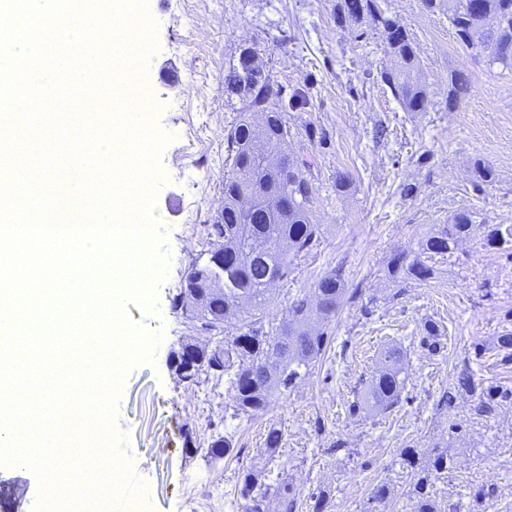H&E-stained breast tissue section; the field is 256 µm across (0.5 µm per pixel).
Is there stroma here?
<instances>
[{
    "mask_svg": "<svg viewBox=\"0 0 512 512\" xmlns=\"http://www.w3.org/2000/svg\"><path fill=\"white\" fill-rule=\"evenodd\" d=\"M388 14L411 33L427 89V109L408 112L380 77L391 57L369 20L338 22L339 0H144L156 26V50L141 60L151 91L147 114L167 134L165 176L155 209L167 230L170 261L156 286L159 313L125 301L132 322L162 331L154 363L124 375L117 428L145 490L140 512H242L238 475L258 466L263 483L292 484L297 512H363L372 488L390 484L384 512H414L410 478L397 461L413 447L421 465L437 453L448 472L433 479L438 512H512V360L498 338L512 334V258L482 246L487 224H512V72L457 40L447 14L421 0H385ZM256 48L287 114L290 152L314 163V220L321 245L272 289L271 319L285 320L300 291L340 266L347 288L374 297L371 312L342 300L331 343L311 375L253 418L228 419L227 389L179 382L171 352L192 330L173 307L196 258L219 240L210 226L224 211L229 170L227 132L244 104L224 95V72L243 47ZM469 92L449 102L455 76ZM197 165L176 168L178 157ZM492 167V183L475 187V162ZM349 186L334 192L337 173ZM474 228L452 257L438 261L427 283H394L386 263L415 248L432 225L458 212ZM439 330L440 351L422 345L426 323ZM404 354L405 386L386 411L350 415L355 389L369 380L380 353ZM476 389L442 406L461 370ZM497 394L493 416L476 410ZM281 429L278 454L263 455L269 428ZM227 432L234 451L212 462L207 448ZM38 480L28 469L0 467V512H37Z\"/></svg>",
    "mask_w": 512,
    "mask_h": 512,
    "instance_id": "obj_1",
    "label": "stroma"
}]
</instances>
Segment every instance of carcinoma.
<instances>
[{
  "mask_svg": "<svg viewBox=\"0 0 512 512\" xmlns=\"http://www.w3.org/2000/svg\"><path fill=\"white\" fill-rule=\"evenodd\" d=\"M431 12H448L457 39L487 53L491 66L512 71V0H422ZM340 18L359 21L370 17L382 32L393 68L381 79L393 96L410 112L426 111L427 92L419 77V59L414 39L404 26L386 15L379 0H344ZM488 18L479 25L476 18ZM224 93L238 96L244 112L227 133L232 160L224 177V222L212 225L224 249V279L202 274L193 261L186 276L191 288L174 298V308L191 304L187 319L198 331L207 333L203 348L179 367L183 378L198 383L205 377L224 383L231 395V417L251 418L265 411L271 402L293 390L310 375L314 362L325 353L330 341L328 324L336 316L347 288L341 268H334L316 280L310 289L288 303V320L276 325L267 319L271 303V284L288 278L295 262L320 245L321 227L312 220L311 162L288 153L290 128L282 107L276 106L270 77L247 83L239 66L224 73ZM263 195L264 202L250 210L242 201ZM472 215L460 212L449 224H437L418 241L414 251L394 253L386 274L394 282H426L436 267L432 260L453 254L457 243L472 230ZM483 246L512 250V225L485 226ZM221 288L218 296L209 289ZM241 322L235 336H225L224 321ZM402 356L388 349L365 390L350 405L352 413L386 410L399 401L404 388ZM282 442L280 429H268L263 453L272 458ZM232 452L230 439L217 435L210 455L217 459ZM402 468L414 474L410 495L415 512H438L430 495L432 477L448 470V456L439 455L432 468L418 471L417 450L402 448L398 453ZM243 512H269L270 497H275L278 512H295L297 499L293 487L283 481L272 488L260 481V473L246 469L240 473ZM391 494L383 482L370 492L365 512L378 507Z\"/></svg>",
  "mask_w": 512,
  "mask_h": 512,
  "instance_id": "1",
  "label": "carcinoma"
}]
</instances>
